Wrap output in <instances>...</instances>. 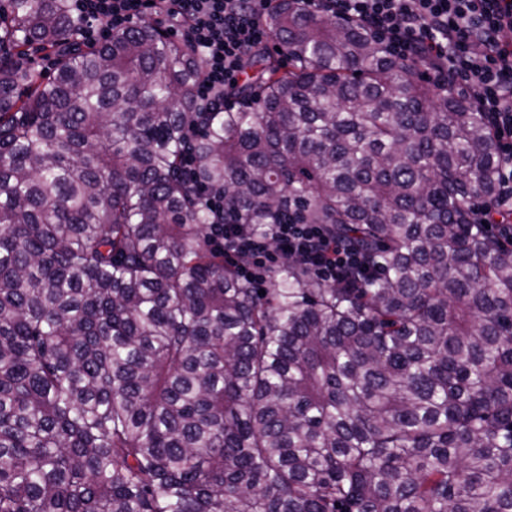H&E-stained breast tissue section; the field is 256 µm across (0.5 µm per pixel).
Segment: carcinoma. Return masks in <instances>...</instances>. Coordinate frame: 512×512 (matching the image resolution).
Returning <instances> with one entry per match:
<instances>
[{
    "label": "carcinoma",
    "instance_id": "carcinoma-1",
    "mask_svg": "<svg viewBox=\"0 0 512 512\" xmlns=\"http://www.w3.org/2000/svg\"><path fill=\"white\" fill-rule=\"evenodd\" d=\"M267 25L288 70L252 55L190 140L197 52L0 0V512H512L489 120L361 21L279 0ZM188 149L239 223L323 224L368 270L290 260L258 293Z\"/></svg>",
    "mask_w": 512,
    "mask_h": 512
}]
</instances>
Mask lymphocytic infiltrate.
I'll return each instance as SVG.
<instances>
[{"label": "lymphocytic infiltrate", "mask_w": 512, "mask_h": 512, "mask_svg": "<svg viewBox=\"0 0 512 512\" xmlns=\"http://www.w3.org/2000/svg\"><path fill=\"white\" fill-rule=\"evenodd\" d=\"M276 0H72L88 44L99 31L130 26L147 15L177 25L202 58L191 90L197 110L229 104L244 56L264 45ZM339 18L363 21L398 56L419 55L437 85L468 86L493 121L500 152L499 206L512 208V0H304ZM211 247L263 284L271 263L293 259L317 277L340 282L357 274L361 257L327 235L323 225L288 222L271 236L224 222L209 232Z\"/></svg>", "instance_id": "obj_1"}]
</instances>
